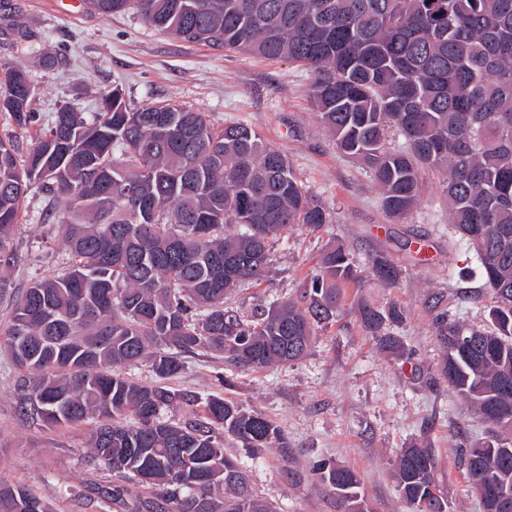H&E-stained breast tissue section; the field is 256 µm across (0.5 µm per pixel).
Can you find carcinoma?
I'll use <instances>...</instances> for the list:
<instances>
[{"label": "carcinoma", "instance_id": "cac0c4a2", "mask_svg": "<svg viewBox=\"0 0 512 512\" xmlns=\"http://www.w3.org/2000/svg\"><path fill=\"white\" fill-rule=\"evenodd\" d=\"M136 8L143 22L182 41L281 58L308 70L311 96L336 149L361 161L394 217L417 205L423 176L437 177L452 230L467 239L488 225L477 254L493 306L491 326L436 318L443 377L488 429L464 453L483 512H512V496L488 500L483 477L512 487V0H87L101 15ZM37 89L24 68L0 63V112L27 131ZM395 135L399 149L387 145ZM48 198L42 223L61 230V272L34 277L13 300L0 351L29 389L20 411L51 426L91 423L93 458L115 483L102 512H275L239 463L288 437L257 409L171 387L183 359L224 354L236 368L300 359L315 326L336 313L340 285L359 278L333 245L299 300L251 313L224 306L269 273L274 239L292 224L316 229L325 209L299 184L288 158L247 124L215 127L177 104L130 107L114 86L93 117L60 108L25 157L0 137V297L12 288L13 230L32 186ZM392 285L400 269L370 260ZM361 323L379 348L403 353L392 332L404 313L364 305ZM465 329V348L449 335ZM149 364L141 383L128 370ZM188 408L193 420L167 418ZM437 460L423 444L402 448L396 488L407 512L439 501ZM309 475L343 512H368L361 480L328 459ZM0 512H52L29 487L0 485Z\"/></svg>", "mask_w": 512, "mask_h": 512}]
</instances>
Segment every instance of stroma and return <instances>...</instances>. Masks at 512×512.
I'll list each match as a JSON object with an SVG mask.
<instances>
[{
	"instance_id": "obj_1",
	"label": "stroma",
	"mask_w": 512,
	"mask_h": 512,
	"mask_svg": "<svg viewBox=\"0 0 512 512\" xmlns=\"http://www.w3.org/2000/svg\"><path fill=\"white\" fill-rule=\"evenodd\" d=\"M17 24L29 31L27 41H16ZM49 53L65 54L66 65L43 67ZM0 60L28 70L38 88L32 107L45 123L68 104L95 112L102 91L116 85L134 105L182 104L220 127L247 123L288 157L303 189L326 208L327 224L316 231L290 227L271 251L267 278L246 284L226 302L248 312L297 298L323 251L346 246L364 284L342 288L335 317L317 327L308 353L285 365L236 370L223 356L200 351L186 357L183 372L172 380L203 397L224 394L280 426L291 448L287 456L272 449L251 459L235 441L224 443L225 453L241 459L251 485L276 512H342L330 488L307 475L320 458L359 473L370 512H406L393 462L400 448L415 442L432 448L436 482L450 512H482L459 461V445L486 437L487 430L441 374L435 316L445 311L485 327L492 299L469 244L448 230V207L436 179H429L410 214L388 215L365 167L340 154L318 120L302 68L175 39L146 25L133 8L105 17L79 9L73 0H8ZM46 204L37 190L22 204L14 290L26 288L34 276L57 273L65 256L58 226L41 221ZM417 240L429 246L422 262L406 248ZM377 254L399 267L394 285L373 278L368 260ZM364 305L404 311L400 336L411 359L378 349L359 320ZM221 375L231 376L232 387L221 388ZM20 379L0 354V484H25L56 512H96L93 503L111 487L112 475L89 461V424L51 428L27 419L19 409Z\"/></svg>"
}]
</instances>
